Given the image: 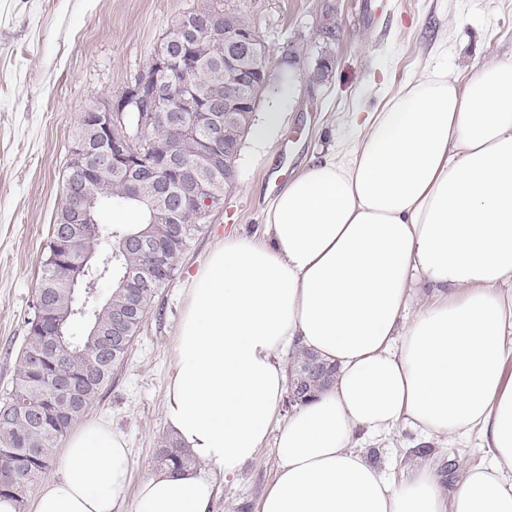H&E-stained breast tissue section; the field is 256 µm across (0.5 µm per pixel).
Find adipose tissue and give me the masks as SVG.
Wrapping results in <instances>:
<instances>
[{
  "instance_id": "ef3b65f1",
  "label": "adipose tissue",
  "mask_w": 512,
  "mask_h": 512,
  "mask_svg": "<svg viewBox=\"0 0 512 512\" xmlns=\"http://www.w3.org/2000/svg\"><path fill=\"white\" fill-rule=\"evenodd\" d=\"M353 128L275 196L266 241L226 238L191 277L164 413L201 469L128 499L125 437L87 420L32 512H211L273 427L258 512H512V60L461 85L425 71ZM414 288L434 294L412 314ZM295 342L339 376L282 421ZM400 421L479 434L491 460L448 494L428 467L392 484L351 446Z\"/></svg>"
}]
</instances>
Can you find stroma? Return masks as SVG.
I'll return each mask as SVG.
<instances>
[{"label": "stroma", "mask_w": 512, "mask_h": 512, "mask_svg": "<svg viewBox=\"0 0 512 512\" xmlns=\"http://www.w3.org/2000/svg\"><path fill=\"white\" fill-rule=\"evenodd\" d=\"M245 15L270 52L254 120L278 106L263 146L244 138L236 183L159 289L125 361L88 417L130 448L128 498L158 463L174 343L188 275L229 235L263 239L271 200L303 166L350 138L349 116L374 112L423 69L466 80L512 60V0H222ZM197 0H0V391L12 387L33 314L48 229L82 111L118 94L151 62L171 24ZM353 447L392 480L428 466L447 488L489 459L476 437H425L399 423ZM278 460L255 461L219 482L212 512H257Z\"/></svg>", "instance_id": "35a3bbf8"}]
</instances>
